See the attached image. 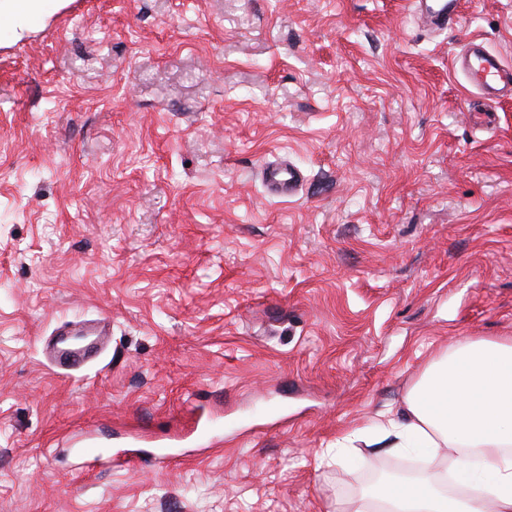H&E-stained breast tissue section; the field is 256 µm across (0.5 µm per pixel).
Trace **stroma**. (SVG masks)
Instances as JSON below:
<instances>
[{
    "mask_svg": "<svg viewBox=\"0 0 512 512\" xmlns=\"http://www.w3.org/2000/svg\"><path fill=\"white\" fill-rule=\"evenodd\" d=\"M409 2L68 0L0 41V512H346L407 459L327 448L512 336V99L475 125L452 68L512 65V0ZM86 431L181 460L84 467ZM458 0H413L415 9L424 13L431 25L438 29H448L458 14ZM301 179V171L290 162H269L264 168L263 184L271 196H293ZM82 336L88 341L82 346H75L69 342L70 337L63 338L59 341L56 350L57 364L66 368H77L83 365L96 349V339L92 336H97L93 332H82Z\"/></svg>",
    "mask_w": 512,
    "mask_h": 512,
    "instance_id": "obj_1",
    "label": "stroma"
}]
</instances>
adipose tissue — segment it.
<instances>
[{
  "label": "adipose tissue",
  "instance_id": "obj_1",
  "mask_svg": "<svg viewBox=\"0 0 512 512\" xmlns=\"http://www.w3.org/2000/svg\"><path fill=\"white\" fill-rule=\"evenodd\" d=\"M63 0H0V38L21 39ZM353 439L425 453L414 477L368 486L349 512H512V336L478 339L436 358L410 388L401 415L379 412Z\"/></svg>",
  "mask_w": 512,
  "mask_h": 512
}]
</instances>
